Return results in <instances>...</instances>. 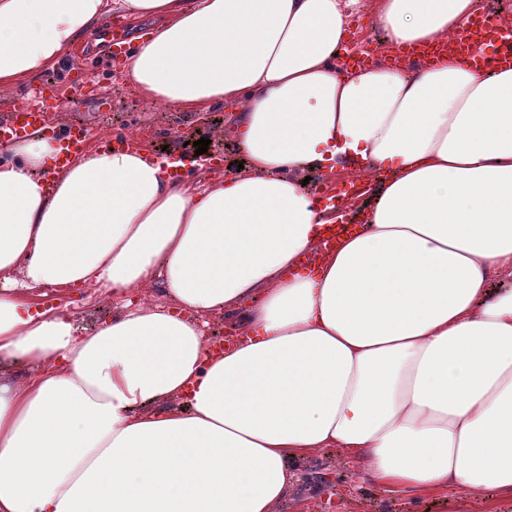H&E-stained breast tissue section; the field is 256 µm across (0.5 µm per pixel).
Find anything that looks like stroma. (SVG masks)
<instances>
[{"mask_svg": "<svg viewBox=\"0 0 512 512\" xmlns=\"http://www.w3.org/2000/svg\"><path fill=\"white\" fill-rule=\"evenodd\" d=\"M76 51L85 56L86 66L100 86L92 104L80 101L87 90L79 85L71 60H64L29 81L33 87H53L54 97L49 105L55 120L88 123L97 140L127 132L157 154L166 148L177 156L191 155L195 152L194 142L206 138L210 141L209 153L221 154L223 162L204 168L202 177L218 179L237 170L243 157L230 133L234 117L231 107L217 105L206 112H184L143 101L136 88L125 80L97 31L80 37ZM30 299L39 306L47 302L62 309L88 329L109 322L121 306L120 299L111 293L90 286L37 289ZM293 467L299 482L277 512H512V503L499 500L491 490L474 494L454 486L422 496L416 503L402 495L383 493L368 480L360 462L349 459L337 448L321 449L306 460L294 462Z\"/></svg>", "mask_w": 512, "mask_h": 512, "instance_id": "obj_1", "label": "stroma"}]
</instances>
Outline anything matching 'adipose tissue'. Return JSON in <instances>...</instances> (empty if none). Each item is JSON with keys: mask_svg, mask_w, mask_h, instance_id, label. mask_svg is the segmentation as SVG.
Returning a JSON list of instances; mask_svg holds the SVG:
<instances>
[{"mask_svg": "<svg viewBox=\"0 0 512 512\" xmlns=\"http://www.w3.org/2000/svg\"><path fill=\"white\" fill-rule=\"evenodd\" d=\"M361 0H0V89L109 15L152 20L124 61L143 100L237 108L245 172L204 188L147 151L0 150V512H275L294 460L339 448L382 491L512 500V68L344 73ZM478 0H370L388 45L450 39ZM375 175L360 228L299 271L336 211L302 172ZM139 304L88 331L27 291ZM235 313L215 353L200 318ZM162 288L164 285L161 279H156L153 283L145 285L140 288H134L132 292H129L126 297L132 299L136 304L142 301L143 298L151 299L150 302L170 304V301L163 294Z\"/></svg>", "mask_w": 512, "mask_h": 512, "instance_id": "adipose-tissue-1", "label": "adipose tissue"}]
</instances>
